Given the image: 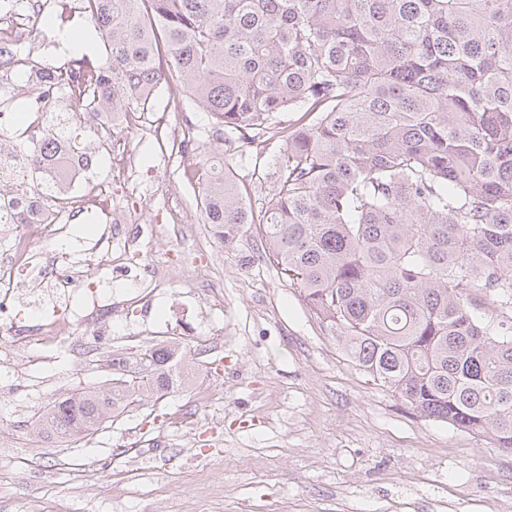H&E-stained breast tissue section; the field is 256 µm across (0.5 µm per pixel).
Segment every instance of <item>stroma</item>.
<instances>
[{
  "mask_svg": "<svg viewBox=\"0 0 512 512\" xmlns=\"http://www.w3.org/2000/svg\"><path fill=\"white\" fill-rule=\"evenodd\" d=\"M198 164L230 162L253 206L275 179L280 144L217 140L206 112L186 100ZM131 167L99 160L114 207L141 226L139 263L178 261L204 236L200 195L183 176L178 149L149 126L121 133ZM104 224H68L60 254L95 260ZM194 287L178 277L147 297L108 268L101 298L124 308L105 352L136 369L140 353L175 340L186 346L193 382L147 399L97 434L42 442L26 425L56 398L107 387L111 370L55 350L50 365L18 375L0 356V512H512V454L487 438L419 417L352 363L264 256L253 225L235 240L212 239ZM221 297H208L212 280Z\"/></svg>",
  "mask_w": 512,
  "mask_h": 512,
  "instance_id": "obj_1",
  "label": "stroma"
}]
</instances>
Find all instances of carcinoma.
I'll return each mask as SVG.
<instances>
[{
    "label": "carcinoma",
    "mask_w": 512,
    "mask_h": 512,
    "mask_svg": "<svg viewBox=\"0 0 512 512\" xmlns=\"http://www.w3.org/2000/svg\"><path fill=\"white\" fill-rule=\"evenodd\" d=\"M84 2L106 48L93 110L131 112L171 84L219 136L280 141L257 209L229 164L204 171L203 223L226 242L255 225L352 363L512 454V0ZM81 115L45 113L52 162L30 191L56 208ZM140 360L30 434H92L193 380L179 342Z\"/></svg>",
    "instance_id": "carcinoma-1"
}]
</instances>
